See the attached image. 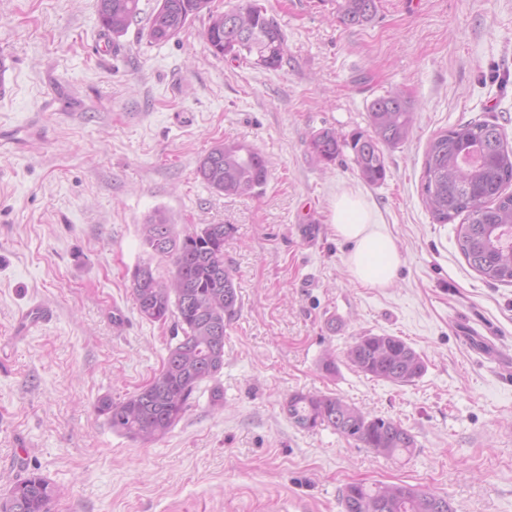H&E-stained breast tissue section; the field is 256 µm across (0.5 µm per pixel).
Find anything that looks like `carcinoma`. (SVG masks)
I'll return each mask as SVG.
<instances>
[{
  "mask_svg": "<svg viewBox=\"0 0 512 512\" xmlns=\"http://www.w3.org/2000/svg\"><path fill=\"white\" fill-rule=\"evenodd\" d=\"M140 0H97L102 29L117 40L140 14ZM213 0H157L147 37L164 43L177 37L196 17L207 16L203 39L215 57L254 61L266 69L281 67L285 36L257 0H240L219 11ZM379 0H336V18L351 27L371 22ZM369 130L357 131L342 144L328 129L310 142L315 157L330 164L341 147L353 153L359 177L373 186L386 177V151L409 138L413 108L402 92L373 99L367 108ZM197 177L226 196H252L270 175V162L243 142L217 143L202 157ZM512 147L494 123L468 122L436 134L425 153L421 195L438 224L461 216L457 243L468 264L491 283H512ZM235 232L231 224H206L179 237L170 217L155 211L142 225L148 258L131 275L130 296L142 318L174 320L177 342L168 347L162 368L136 392L120 401L103 398L97 410L112 430L133 440L164 437L181 419L197 386L224 367L226 327L239 311L232 266L224 260V241ZM156 258L170 261L168 280L155 274ZM357 371L395 385L423 376V358L397 336L368 333L345 353ZM284 409L298 427H331L342 436L384 456L410 455L416 442L401 423L372 416L337 395L295 393ZM55 487L32 472L14 482L0 497V512H50ZM344 512H454L436 492L404 484L345 486Z\"/></svg>",
  "mask_w": 512,
  "mask_h": 512,
  "instance_id": "1",
  "label": "carcinoma"
}]
</instances>
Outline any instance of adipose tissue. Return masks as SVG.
I'll return each instance as SVG.
<instances>
[{"instance_id":"1","label":"adipose tissue","mask_w":512,"mask_h":512,"mask_svg":"<svg viewBox=\"0 0 512 512\" xmlns=\"http://www.w3.org/2000/svg\"><path fill=\"white\" fill-rule=\"evenodd\" d=\"M331 225L338 238L352 245L345 264L353 282L384 288L394 281L401 265L395 241L357 194L345 191L337 195Z\"/></svg>"}]
</instances>
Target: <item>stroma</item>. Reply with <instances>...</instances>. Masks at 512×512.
I'll return each instance as SVG.
<instances>
[{
	"label": "stroma",
	"mask_w": 512,
	"mask_h": 512,
	"mask_svg": "<svg viewBox=\"0 0 512 512\" xmlns=\"http://www.w3.org/2000/svg\"><path fill=\"white\" fill-rule=\"evenodd\" d=\"M259 2L286 37L276 70L213 56L203 16L150 42L157 0H140L115 49L99 40L96 0H0V56L15 66L0 133L22 139L0 152V495L35 469L57 488L50 512H344L343 488L360 481L430 489L456 512H512V284L472 269L455 224L436 223L421 196L437 133L488 121L512 142V0H380L354 27L334 0ZM395 90L414 125L382 183L360 179L351 151L314 157L316 133L367 129L369 103ZM224 141L272 161L259 194L197 177ZM344 190L395 240L388 287L347 272L351 245L330 226ZM157 209L183 234L235 226L224 257L240 308L221 373L144 444L97 404L148 382L172 341L173 322L143 319L128 288ZM38 304L49 320L18 335ZM367 333L403 339L424 375L399 386L351 369L344 353ZM296 392L401 423L414 453L297 427L284 409Z\"/></svg>",
	"instance_id": "stroma-1"
}]
</instances>
